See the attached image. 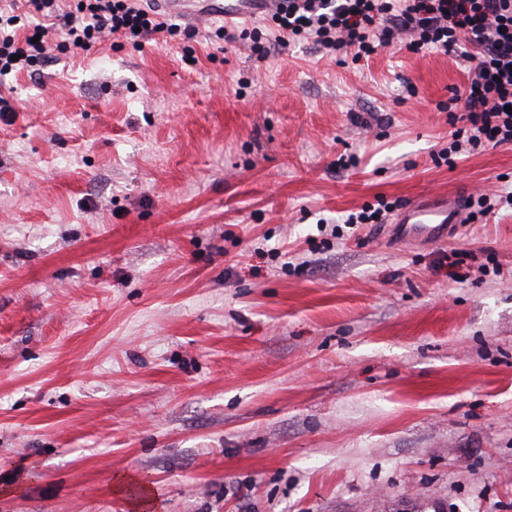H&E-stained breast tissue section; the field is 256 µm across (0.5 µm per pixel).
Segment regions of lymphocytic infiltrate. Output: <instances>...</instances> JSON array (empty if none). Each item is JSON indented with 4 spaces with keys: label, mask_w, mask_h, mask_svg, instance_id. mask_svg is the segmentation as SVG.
Instances as JSON below:
<instances>
[{
    "label": "lymphocytic infiltrate",
    "mask_w": 512,
    "mask_h": 512,
    "mask_svg": "<svg viewBox=\"0 0 512 512\" xmlns=\"http://www.w3.org/2000/svg\"><path fill=\"white\" fill-rule=\"evenodd\" d=\"M33 2L38 12L61 14L63 24L56 33L42 24L25 29L20 15L0 8V77L42 62L54 36L75 52L107 33L135 47L158 33L172 39L197 34L161 21L136 0H74L65 11L59 0ZM271 19L291 37L329 53L350 48L358 59L405 33L412 36L410 49L457 54L470 63L472 77L462 125L440 158L451 159L465 144H512V0H276Z\"/></svg>",
    "instance_id": "lymphocytic-infiltrate-1"
}]
</instances>
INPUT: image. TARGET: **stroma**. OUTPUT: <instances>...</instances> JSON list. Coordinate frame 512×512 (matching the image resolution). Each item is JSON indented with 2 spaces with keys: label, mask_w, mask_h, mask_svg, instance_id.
<instances>
[{
  "label": "stroma",
  "mask_w": 512,
  "mask_h": 512,
  "mask_svg": "<svg viewBox=\"0 0 512 512\" xmlns=\"http://www.w3.org/2000/svg\"><path fill=\"white\" fill-rule=\"evenodd\" d=\"M219 25L0 79V512H512V211L346 221L512 191L469 63ZM396 207L397 203L380 196L376 204L363 206L359 212L349 214L346 221L350 224H385ZM437 206L417 203L407 205L399 214L396 224H402L399 234L405 238L431 237L448 240L457 224L462 222V205L459 197Z\"/></svg>",
  "instance_id": "obj_1"
}]
</instances>
